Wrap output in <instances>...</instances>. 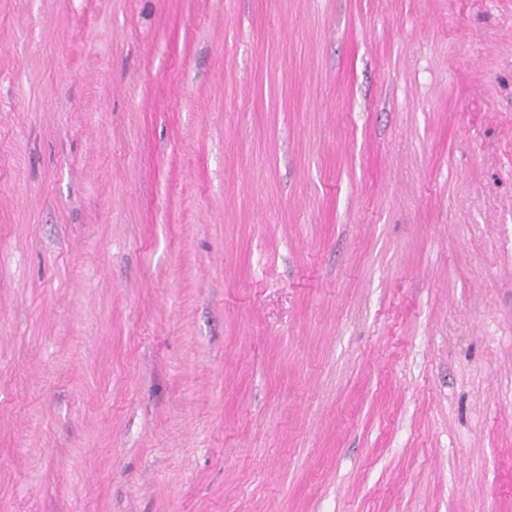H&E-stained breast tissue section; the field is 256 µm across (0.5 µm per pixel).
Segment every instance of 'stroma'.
I'll list each match as a JSON object with an SVG mask.
<instances>
[{"label": "stroma", "mask_w": 512, "mask_h": 512, "mask_svg": "<svg viewBox=\"0 0 512 512\" xmlns=\"http://www.w3.org/2000/svg\"><path fill=\"white\" fill-rule=\"evenodd\" d=\"M0 512H512V0H0Z\"/></svg>", "instance_id": "stroma-1"}]
</instances>
